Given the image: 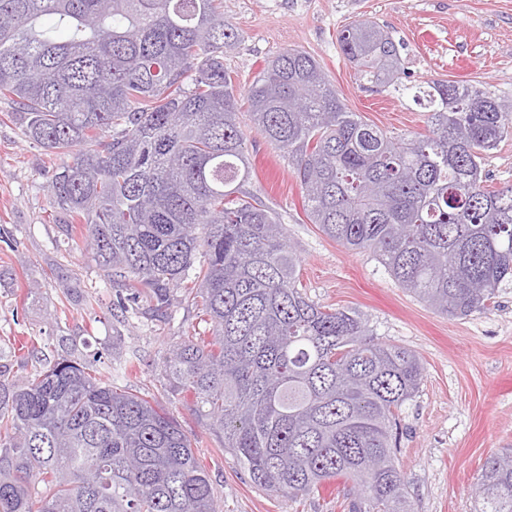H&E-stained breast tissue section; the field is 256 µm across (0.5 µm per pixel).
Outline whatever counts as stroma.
I'll list each match as a JSON object with an SVG mask.
<instances>
[{"instance_id":"stroma-1","label":"stroma","mask_w":512,"mask_h":512,"mask_svg":"<svg viewBox=\"0 0 512 512\" xmlns=\"http://www.w3.org/2000/svg\"><path fill=\"white\" fill-rule=\"evenodd\" d=\"M236 49L224 57L240 89L266 59L298 48L322 65L350 111L390 135L425 132L426 112L411 93L362 89L343 56L338 31L357 19L377 22L401 44L402 84L464 80L512 100V0H224ZM0 96V349H14L12 370L28 376L66 356L155 397L199 442L223 512H343L335 485L291 498L255 488L237 458L193 415L191 398L172 394L158 362L188 331L209 335L182 290L166 315L151 312L147 293L103 281L81 237L66 238L53 208L49 177L66 162L28 140ZM254 177L245 189L282 217L302 259L300 282L324 306L364 315L379 341L404 346L424 371L418 393L399 413L396 463L414 512H475L474 484L492 454L512 448V285L495 306L451 320L400 288L385 268L346 250L307 220L300 185L280 151L247 110ZM135 367L127 375L126 362Z\"/></svg>"}]
</instances>
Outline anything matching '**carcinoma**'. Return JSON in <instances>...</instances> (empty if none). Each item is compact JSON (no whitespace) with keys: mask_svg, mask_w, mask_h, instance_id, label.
Masks as SVG:
<instances>
[{"mask_svg":"<svg viewBox=\"0 0 512 512\" xmlns=\"http://www.w3.org/2000/svg\"><path fill=\"white\" fill-rule=\"evenodd\" d=\"M237 41L224 0H0V94L28 140L70 156L51 196L65 228L83 224L104 280L147 289L157 314L194 283L185 298L212 338L180 337L159 366L252 484L296 498L350 482L347 512H413L396 429L423 366L299 288L278 212L242 190L238 106L282 152L310 223L464 319L512 280V184L483 173L512 134V102L426 81L413 99L427 131L391 136L303 50L239 90L224 68ZM338 44L362 88L400 89L398 46L376 22L345 26ZM4 357L0 512H219L193 439L161 405L66 356L23 380ZM478 487L477 512H512V448L486 459Z\"/></svg>","mask_w":512,"mask_h":512,"instance_id":"1","label":"carcinoma"}]
</instances>
